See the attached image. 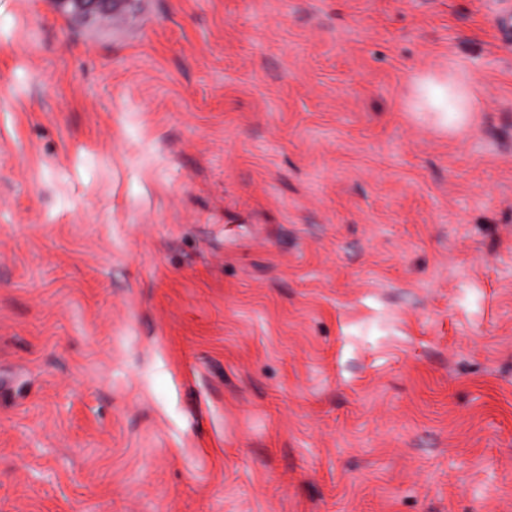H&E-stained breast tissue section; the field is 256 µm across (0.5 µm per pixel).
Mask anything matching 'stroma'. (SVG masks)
Instances as JSON below:
<instances>
[{
	"label": "stroma",
	"mask_w": 512,
	"mask_h": 512,
	"mask_svg": "<svg viewBox=\"0 0 512 512\" xmlns=\"http://www.w3.org/2000/svg\"><path fill=\"white\" fill-rule=\"evenodd\" d=\"M502 11L0 0V512H512ZM414 86L416 99L413 111L431 112L444 127L463 125L471 112H476L470 81L458 76L452 65L448 66V75L417 76Z\"/></svg>",
	"instance_id": "1"
}]
</instances>
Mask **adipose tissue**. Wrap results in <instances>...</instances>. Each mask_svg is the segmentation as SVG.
<instances>
[{
  "label": "adipose tissue",
  "mask_w": 512,
  "mask_h": 512,
  "mask_svg": "<svg viewBox=\"0 0 512 512\" xmlns=\"http://www.w3.org/2000/svg\"><path fill=\"white\" fill-rule=\"evenodd\" d=\"M414 86L415 111L431 113L442 126L463 125L476 109L469 80L456 73L420 75L415 78Z\"/></svg>",
  "instance_id": "obj_1"
}]
</instances>
